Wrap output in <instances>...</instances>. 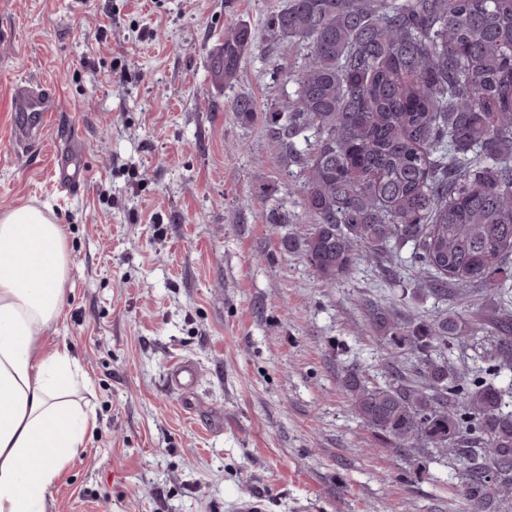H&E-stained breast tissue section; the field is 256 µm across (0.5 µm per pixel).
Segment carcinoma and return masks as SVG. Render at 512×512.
I'll use <instances>...</instances> for the list:
<instances>
[{
    "label": "carcinoma",
    "instance_id": "carcinoma-1",
    "mask_svg": "<svg viewBox=\"0 0 512 512\" xmlns=\"http://www.w3.org/2000/svg\"><path fill=\"white\" fill-rule=\"evenodd\" d=\"M264 34L297 52L284 100L228 104L298 184L310 225L283 246L329 288L364 259L396 276L408 247L416 292L448 304L364 303L388 375L346 376L356 415L396 454L448 457L460 512H512V381L467 383L464 355L512 372V0H287ZM260 41L229 29L214 81Z\"/></svg>",
    "mask_w": 512,
    "mask_h": 512
}]
</instances>
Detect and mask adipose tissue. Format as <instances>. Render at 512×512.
<instances>
[{
    "instance_id": "adipose-tissue-1",
    "label": "adipose tissue",
    "mask_w": 512,
    "mask_h": 512,
    "mask_svg": "<svg viewBox=\"0 0 512 512\" xmlns=\"http://www.w3.org/2000/svg\"><path fill=\"white\" fill-rule=\"evenodd\" d=\"M68 264L64 225L30 205L0 212V512H46L96 425L75 397L76 359L36 350L64 302Z\"/></svg>"
}]
</instances>
